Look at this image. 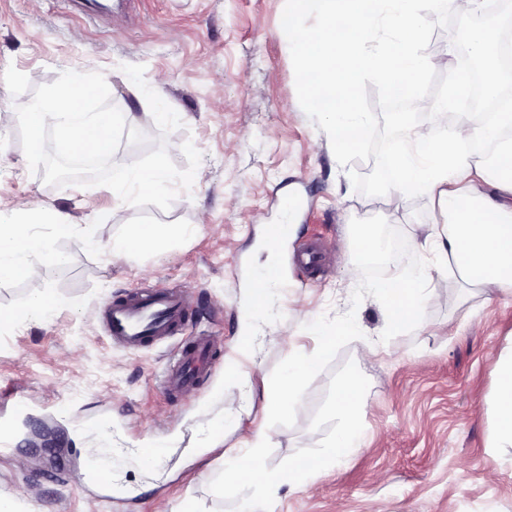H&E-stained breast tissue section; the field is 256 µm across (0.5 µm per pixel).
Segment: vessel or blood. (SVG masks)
<instances>
[{
	"label": "vessel or blood",
	"instance_id": "vessel-or-blood-1",
	"mask_svg": "<svg viewBox=\"0 0 512 512\" xmlns=\"http://www.w3.org/2000/svg\"><path fill=\"white\" fill-rule=\"evenodd\" d=\"M190 294L183 288L139 290L108 301L105 328L113 343L137 349L158 344L184 327ZM216 337L201 333L183 345L176 363L162 376V387L179 396L196 389L214 367Z\"/></svg>",
	"mask_w": 512,
	"mask_h": 512
}]
</instances>
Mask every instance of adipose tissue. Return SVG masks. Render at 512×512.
Instances as JSON below:
<instances>
[{"mask_svg": "<svg viewBox=\"0 0 512 512\" xmlns=\"http://www.w3.org/2000/svg\"><path fill=\"white\" fill-rule=\"evenodd\" d=\"M487 165L493 169L496 189L512 195V108L491 113L479 127L465 122L451 128L411 127L403 146L382 161L379 180L398 210L414 192L437 197L446 220L429 242L439 256L465 283L512 296V202L498 201L477 186L463 195L448 188L465 172ZM42 211V206L27 201L17 209L18 220L0 222L1 285L31 279L36 263H65V255L49 248L27 223ZM170 237L162 226L135 224L113 241L112 252L163 249ZM494 373L488 445L505 452L512 449V342L499 352Z\"/></svg>", "mask_w": 512, "mask_h": 512, "instance_id": "ef3b65f1", "label": "adipose tissue"}]
</instances>
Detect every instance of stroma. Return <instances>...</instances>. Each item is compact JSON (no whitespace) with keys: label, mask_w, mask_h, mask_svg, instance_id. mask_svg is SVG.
Segmentation results:
<instances>
[{"label":"stroma","mask_w":512,"mask_h":512,"mask_svg":"<svg viewBox=\"0 0 512 512\" xmlns=\"http://www.w3.org/2000/svg\"><path fill=\"white\" fill-rule=\"evenodd\" d=\"M285 0H134L129 16L90 20L62 0H0V73L15 66L32 88L60 73H102L111 102L133 114L113 161L128 164L165 146L179 168L181 146L202 155L190 190L168 210L136 208L105 186L44 183L31 173L15 112L30 92L12 96L0 81V220L16 218L19 199L47 209L36 231L69 256L67 265H41L28 281L0 285V383L28 388L30 407L15 417L22 436L45 441L40 454H0V497L15 512H234L209 484L226 454L243 448L266 422V382L293 352H314L307 323L355 310L363 332L309 387L291 427L269 431V466L321 432L310 427L332 369L354 361L369 379L363 402L366 443L338 466L295 484L285 482L271 512H512V464L487 446L488 400L498 354L512 337V301L488 298L449 272L432 268L427 305L415 330L387 343L379 337L387 316L365 297L352 306L358 278L330 266L316 280L293 255L313 239L331 256L345 253L354 218L383 216L422 255L424 236L445 216L422 192L405 208L388 197L354 190L349 170L371 173L370 161L341 167L326 133L299 105L288 42L280 33ZM160 109L178 120L142 125L135 118ZM297 202L296 236L271 241L268 227L282 221L279 200ZM85 225L97 249L60 234L57 223ZM134 224H165L180 234L162 250L112 253L114 239ZM276 261L290 283L275 292L264 321L242 348L247 292L256 270ZM152 286L187 288L202 303L183 330L165 343L129 350L113 345L100 318L112 297ZM57 298L54 316L28 321L21 313L33 292ZM220 339L210 378L180 399L159 377L181 345L199 333ZM291 344H281V337ZM112 421L109 479L121 497L109 499L83 481L86 465L105 454L95 429ZM227 423L207 443L212 423ZM158 448L157 460L139 448Z\"/></svg>","instance_id":"obj_1"}]
</instances>
